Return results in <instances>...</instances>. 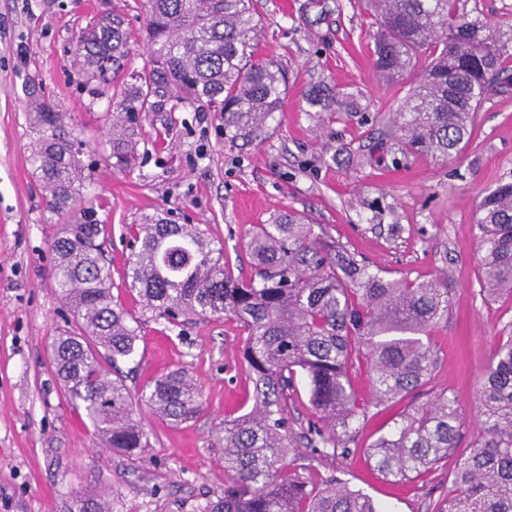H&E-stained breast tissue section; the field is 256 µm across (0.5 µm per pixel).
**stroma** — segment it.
Here are the masks:
<instances>
[{"mask_svg":"<svg viewBox=\"0 0 512 512\" xmlns=\"http://www.w3.org/2000/svg\"><path fill=\"white\" fill-rule=\"evenodd\" d=\"M256 8L260 51L288 77L265 138L227 143L218 113L165 96L143 126L138 160L120 170L108 134L111 97L91 99L74 44L96 12L120 14L130 49L112 79L121 86L149 64L147 0H0V512H67L72 496L106 492L112 512H199L224 493L218 433L252 406L241 333L227 316L176 326L141 317L136 351L121 364L131 392L181 371L202 402L182 424L137 410L149 438L141 454L108 448L66 398L50 346L73 322L51 272L61 218L32 164L31 85L69 114L93 162L82 199L105 222L114 282L131 252L126 224L157 210L199 225L246 276L252 226L292 210L393 277L446 282L451 308L433 334L430 389L454 396L466 416L460 448L474 441L482 372L500 337L512 334V299L480 293L475 215L482 196L512 182V84L484 100L462 153L405 155L392 114L410 81L377 76L376 27L363 0H256ZM319 86L335 97L332 110L309 105ZM368 154L373 163H363ZM450 472L446 465L399 482L354 454L314 462L311 477L336 475L391 512H431Z\"/></svg>","mask_w":512,"mask_h":512,"instance_id":"35a3bbf8","label":"stroma"}]
</instances>
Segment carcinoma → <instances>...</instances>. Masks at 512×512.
I'll return each mask as SVG.
<instances>
[{
  "label": "carcinoma",
  "mask_w": 512,
  "mask_h": 512,
  "mask_svg": "<svg viewBox=\"0 0 512 512\" xmlns=\"http://www.w3.org/2000/svg\"><path fill=\"white\" fill-rule=\"evenodd\" d=\"M378 21L374 69L396 80L414 72L410 92L393 125L403 149L448 157L471 136L472 116L488 95L512 82V28L460 9V0H366ZM254 0H148L151 69L117 92L112 109L111 157L126 167L135 157L134 128L148 119L150 98L172 93L178 101L220 113L224 138L251 142L266 134L287 91L284 71L258 56L259 20ZM75 54L87 82L112 84L128 56L123 21L94 17L79 32ZM38 137L35 170L57 215L76 209L90 180L67 113L34 95ZM478 273L490 299L512 297V183H502L477 204ZM132 240L122 286L137 293L142 312L170 325L225 314L239 323L242 361L254 385L251 409L224 421V495L202 512H385L368 495L330 475L315 481L313 461L354 453L359 420L370 408L416 396L433 379V331L448 322V288L439 279H391L315 228L304 216L278 212L256 224L247 250L255 268L236 277L223 250L194 224L166 212L145 213L126 226ZM103 221L79 208L73 224L58 225L51 243L53 273L75 330L56 336L52 356L71 404L83 410L112 449L134 456L149 447L134 418L147 406L176 423L200 410L196 383L172 372L133 395L116 363L131 357L137 318L112 294L104 258ZM112 365L108 371L103 363ZM368 372L371 397L353 383ZM308 389L317 421L295 432L288 416ZM479 433L456 458L451 487L434 512H512V336L496 344L482 374ZM464 417L457 400L441 392L398 414L363 451L366 463L386 478L410 481L455 453ZM305 443L310 454L287 461ZM68 512H112L109 500H73Z\"/></svg>",
  "instance_id": "cac0c4a2"
}]
</instances>
